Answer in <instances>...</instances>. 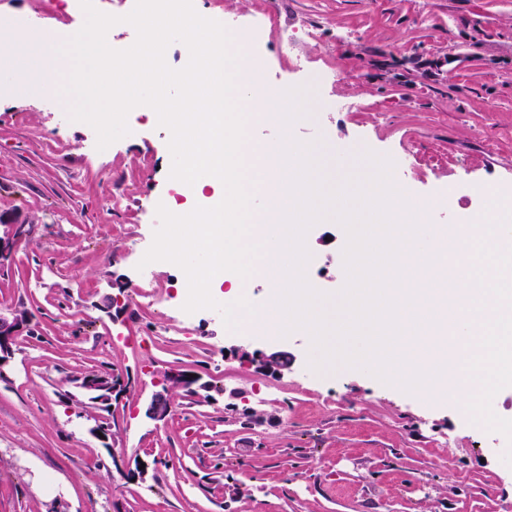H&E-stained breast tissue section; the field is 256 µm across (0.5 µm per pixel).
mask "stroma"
<instances>
[{
	"label": "stroma",
	"instance_id": "35a3bbf8",
	"mask_svg": "<svg viewBox=\"0 0 512 512\" xmlns=\"http://www.w3.org/2000/svg\"><path fill=\"white\" fill-rule=\"evenodd\" d=\"M37 11L69 38L83 25L71 0H0V20ZM281 27L324 21L329 59L356 76L310 95L291 138L325 148L328 167L360 173L359 135L396 152L415 197L493 168L512 178V0H280ZM350 104L324 109L322 99ZM57 92L0 94V215L31 224L0 267V307L27 309L0 377V512H503L512 468L454 404L430 405L342 365L309 378L311 340L226 336L219 313L191 321L162 305L122 312L153 242L150 206L166 192L167 134L144 123L84 162L95 138L65 120ZM56 129L45 144L43 131ZM128 256L104 263L118 242ZM347 235L317 223L306 245L316 290L338 293ZM119 303L106 307L107 297ZM297 357L273 375L248 353ZM113 367L112 446L91 429L98 409L76 377ZM207 388L178 392L161 422L144 416L164 371ZM169 465L164 483L157 463Z\"/></svg>",
	"mask_w": 512,
	"mask_h": 512
}]
</instances>
